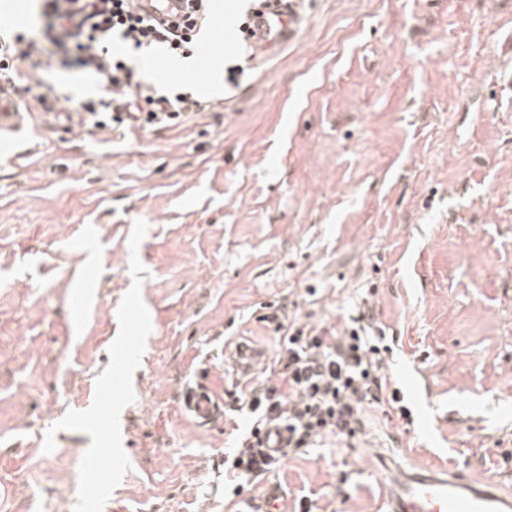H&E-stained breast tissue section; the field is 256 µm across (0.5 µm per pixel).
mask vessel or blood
<instances>
[{"label":"vessel or blood","instance_id":"obj_1","mask_svg":"<svg viewBox=\"0 0 512 512\" xmlns=\"http://www.w3.org/2000/svg\"><path fill=\"white\" fill-rule=\"evenodd\" d=\"M300 0H264L250 14V44L265 51L296 40L303 17ZM140 13L158 21L174 20L189 13L188 0H137ZM26 114L0 96V144L7 149L0 160L12 163L20 154L15 146L20 140ZM179 398L186 414L199 425L219 420L221 406L211 388L202 380L182 386ZM388 512H512V488L500 486L491 476L458 471L434 472L413 464L402 471L388 498Z\"/></svg>","mask_w":512,"mask_h":512}]
</instances>
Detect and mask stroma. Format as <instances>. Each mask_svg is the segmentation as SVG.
I'll use <instances>...</instances> for the list:
<instances>
[{
	"mask_svg": "<svg viewBox=\"0 0 512 512\" xmlns=\"http://www.w3.org/2000/svg\"><path fill=\"white\" fill-rule=\"evenodd\" d=\"M269 54L131 51L207 106L184 124L81 122L91 75L49 60L14 99L31 151L0 163V512H233L211 429L180 407L199 369L245 386L260 304L343 331L368 303L412 424L370 411L343 448L257 480L321 512H384L380 457L512 483V0H302ZM240 66L237 84L226 69ZM317 288L316 299L307 289ZM112 387L102 413L98 384Z\"/></svg>",
	"mask_w": 512,
	"mask_h": 512,
	"instance_id": "35a3bbf8",
	"label": "stroma"
}]
</instances>
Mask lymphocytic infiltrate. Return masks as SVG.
<instances>
[{
    "label": "lymphocytic infiltrate",
    "mask_w": 512,
    "mask_h": 512,
    "mask_svg": "<svg viewBox=\"0 0 512 512\" xmlns=\"http://www.w3.org/2000/svg\"><path fill=\"white\" fill-rule=\"evenodd\" d=\"M38 2L39 23L32 37L0 32V81L11 85L20 81L15 65L19 59L27 62L29 77H38L50 57L62 67L94 75L97 96L83 103L81 120L98 129L128 121L143 128L166 126L201 111L202 103L192 92H164L144 82L115 54L113 44L119 40L136 50L187 55L207 26L211 0H198L195 20L166 27L134 13L131 0ZM264 319L276 333L280 379L227 394L230 411L251 421L224 460V473L236 498L256 479L282 467L281 461L266 454L258 437L268 422L275 420L288 428V451L294 454L327 438H355L363 414L372 407L395 411L403 419L410 416L398 392L389 389L383 339L373 334L366 313L351 316L350 327L338 337L289 316L283 306Z\"/></svg>",
    "instance_id": "f902f5d3"
}]
</instances>
